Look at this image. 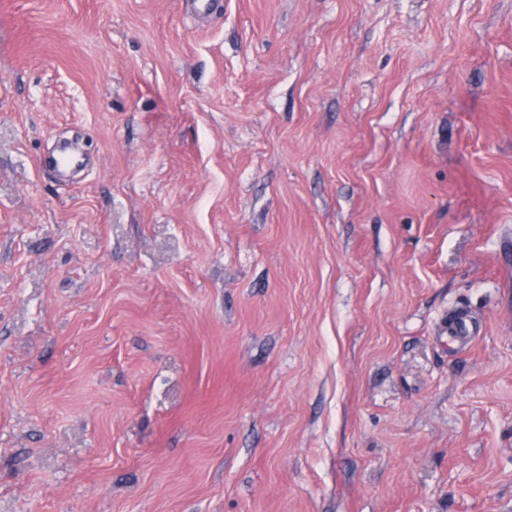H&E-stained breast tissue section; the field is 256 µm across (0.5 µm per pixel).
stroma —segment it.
Here are the masks:
<instances>
[{
  "instance_id": "obj_1",
  "label": "stroma",
  "mask_w": 512,
  "mask_h": 512,
  "mask_svg": "<svg viewBox=\"0 0 512 512\" xmlns=\"http://www.w3.org/2000/svg\"><path fill=\"white\" fill-rule=\"evenodd\" d=\"M218 2L0 0V512H512V0Z\"/></svg>"
}]
</instances>
